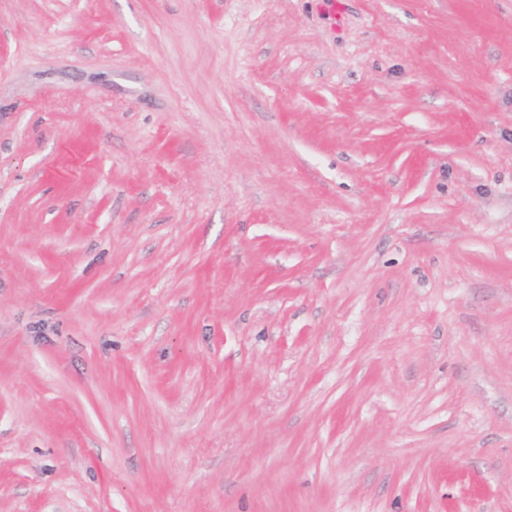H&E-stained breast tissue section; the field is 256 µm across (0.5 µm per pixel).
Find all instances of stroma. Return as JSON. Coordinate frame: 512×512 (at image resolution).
Masks as SVG:
<instances>
[{"instance_id": "stroma-1", "label": "stroma", "mask_w": 512, "mask_h": 512, "mask_svg": "<svg viewBox=\"0 0 512 512\" xmlns=\"http://www.w3.org/2000/svg\"><path fill=\"white\" fill-rule=\"evenodd\" d=\"M0 512H512V0H0Z\"/></svg>"}]
</instances>
